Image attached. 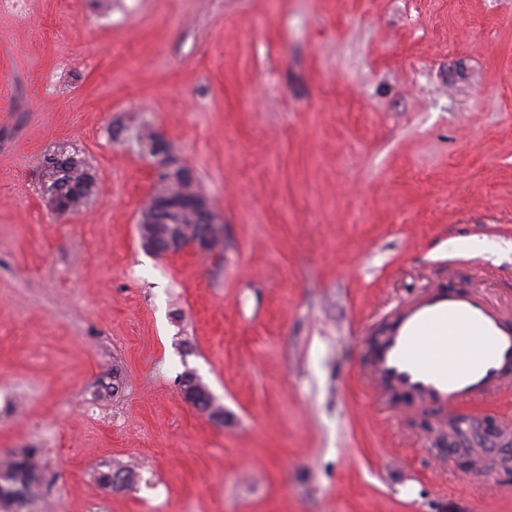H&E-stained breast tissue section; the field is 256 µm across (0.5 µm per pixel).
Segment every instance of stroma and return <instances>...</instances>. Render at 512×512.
<instances>
[{
    "mask_svg": "<svg viewBox=\"0 0 512 512\" xmlns=\"http://www.w3.org/2000/svg\"><path fill=\"white\" fill-rule=\"evenodd\" d=\"M97 2L0 12V474L32 449L44 477L9 512H512L368 372L425 289L512 320V0ZM139 131L222 216L220 259L142 246ZM61 149L95 181L66 215ZM50 156L53 157H47L44 161L48 179L43 189L47 200L53 203L57 197L65 201L69 211L79 209L88 201L95 187L86 161L75 151H61L58 155ZM58 199L53 203L57 210L64 206Z\"/></svg>",
    "mask_w": 512,
    "mask_h": 512,
    "instance_id": "1",
    "label": "stroma"
}]
</instances>
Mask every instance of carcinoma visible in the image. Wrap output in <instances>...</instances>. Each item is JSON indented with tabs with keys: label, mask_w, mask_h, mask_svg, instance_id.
I'll return each mask as SVG.
<instances>
[{
	"label": "carcinoma",
	"mask_w": 512,
	"mask_h": 512,
	"mask_svg": "<svg viewBox=\"0 0 512 512\" xmlns=\"http://www.w3.org/2000/svg\"><path fill=\"white\" fill-rule=\"evenodd\" d=\"M150 156L157 158L158 169L164 170L157 181L155 193L147 202L143 224L139 234L143 247L153 246L165 249L168 241L181 231L183 224H201L194 214L187 210V203L203 199L194 178L184 175V170H166L167 158L161 156L156 145H143ZM45 173L48 179L43 189L47 200L62 199L71 210L83 206L93 193L95 182L86 161L78 153L60 152L45 159ZM40 475L31 454L17 458L9 471L0 476V507L21 500L33 493L38 486Z\"/></svg>",
	"instance_id": "1"
}]
</instances>
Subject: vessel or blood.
<instances>
[{
    "label": "vessel or blood",
    "instance_id": "b4317fda",
    "mask_svg": "<svg viewBox=\"0 0 512 512\" xmlns=\"http://www.w3.org/2000/svg\"><path fill=\"white\" fill-rule=\"evenodd\" d=\"M372 372L411 408L451 414L459 441L476 449L470 472L486 475L488 451L463 409L512 389V327L485 296L431 288L399 304L374 343Z\"/></svg>",
    "mask_w": 512,
    "mask_h": 512
}]
</instances>
